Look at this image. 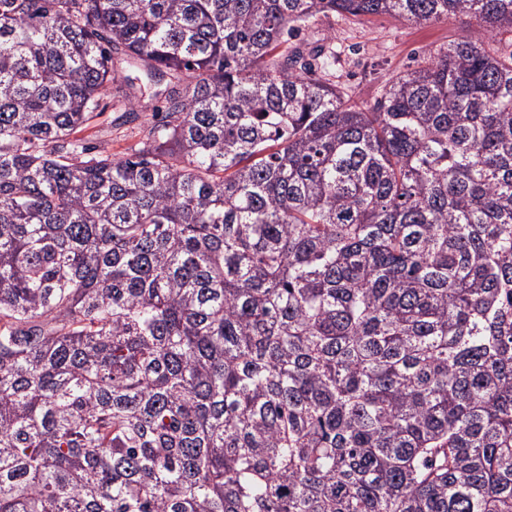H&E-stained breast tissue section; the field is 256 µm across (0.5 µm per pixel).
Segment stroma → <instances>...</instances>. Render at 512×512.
I'll return each mask as SVG.
<instances>
[{"mask_svg": "<svg viewBox=\"0 0 512 512\" xmlns=\"http://www.w3.org/2000/svg\"><path fill=\"white\" fill-rule=\"evenodd\" d=\"M465 30V23L458 19L417 25L390 15L353 18L320 13L308 27L290 36L286 45L307 53L335 55L330 80L370 107L390 78L414 69L423 57L459 39ZM162 104V99L145 94L139 120L123 123L116 119L115 100L104 98L82 136L90 145L105 146L119 157L134 152L147 138V118Z\"/></svg>", "mask_w": 512, "mask_h": 512, "instance_id": "35a3bbf8", "label": "stroma"}]
</instances>
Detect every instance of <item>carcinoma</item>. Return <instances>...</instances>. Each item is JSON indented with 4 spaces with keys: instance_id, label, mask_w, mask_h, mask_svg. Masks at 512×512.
Returning a JSON list of instances; mask_svg holds the SVG:
<instances>
[{
    "instance_id": "1",
    "label": "carcinoma",
    "mask_w": 512,
    "mask_h": 512,
    "mask_svg": "<svg viewBox=\"0 0 512 512\" xmlns=\"http://www.w3.org/2000/svg\"><path fill=\"white\" fill-rule=\"evenodd\" d=\"M461 19L366 107L318 13ZM512 0H0V512H512ZM147 142L77 137L111 94Z\"/></svg>"
}]
</instances>
